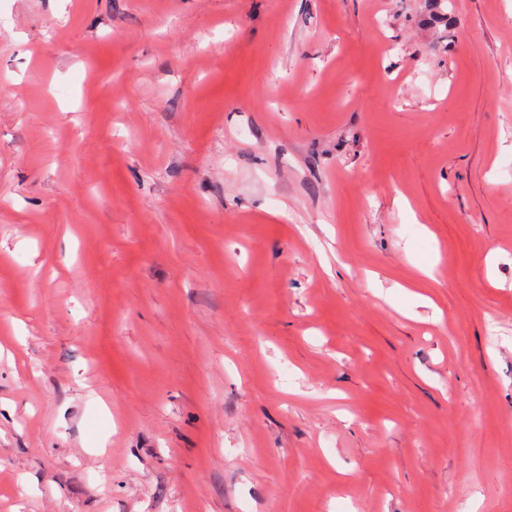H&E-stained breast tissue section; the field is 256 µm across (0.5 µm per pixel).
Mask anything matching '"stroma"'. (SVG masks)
Instances as JSON below:
<instances>
[{
  "label": "stroma",
  "mask_w": 512,
  "mask_h": 512,
  "mask_svg": "<svg viewBox=\"0 0 512 512\" xmlns=\"http://www.w3.org/2000/svg\"><path fill=\"white\" fill-rule=\"evenodd\" d=\"M0 0V512H512V0Z\"/></svg>",
  "instance_id": "1"
}]
</instances>
